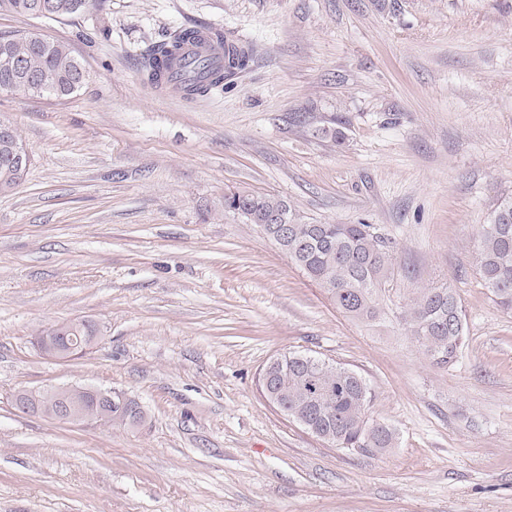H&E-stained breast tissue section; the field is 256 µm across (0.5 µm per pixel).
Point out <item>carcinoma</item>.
I'll return each mask as SVG.
<instances>
[{
	"instance_id": "cac0c4a2",
	"label": "carcinoma",
	"mask_w": 512,
	"mask_h": 512,
	"mask_svg": "<svg viewBox=\"0 0 512 512\" xmlns=\"http://www.w3.org/2000/svg\"><path fill=\"white\" fill-rule=\"evenodd\" d=\"M35 0H0V13L32 14ZM60 18H72L86 9H102L105 0H56ZM197 29H186L173 40L152 47L143 69L152 82H161L185 60L184 46ZM252 49L234 44L221 65L201 60L200 76L182 90L189 96L224 88V82L245 70ZM20 60L38 79L33 95L66 97L74 93L72 81L83 69L69 47L51 42L36 50L21 34L0 35V91L8 90L5 63ZM249 207L255 223L268 213H279L291 225L288 243L281 248L294 265L321 288L336 308L354 321H372L380 314V292L393 274L396 244L372 224H308L299 220L288 201L276 196L235 191L224 196V207ZM477 273L493 302L512 311V196L502 198L488 221L480 225L474 250ZM406 330L437 364L455 363L466 342L465 316L455 292L448 287L424 288L407 303L402 315ZM276 396L294 413L308 420L314 435L338 448H358L372 455L394 447L395 431L385 423L366 421L372 391L358 373L319 357L292 352L276 360Z\"/></svg>"
}]
</instances>
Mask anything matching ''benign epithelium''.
I'll list each match as a JSON object with an SVG mask.
<instances>
[{"label":"benign epithelium","mask_w":512,"mask_h":512,"mask_svg":"<svg viewBox=\"0 0 512 512\" xmlns=\"http://www.w3.org/2000/svg\"><path fill=\"white\" fill-rule=\"evenodd\" d=\"M11 155L24 175L30 164L31 154L26 145L15 141ZM103 338L98 323L90 319H73L51 324L41 330L34 339L37 350L45 357L68 361ZM129 402L132 397L119 391L102 390L89 386L62 385L36 389H21L14 395V405L24 413L39 415L58 422L84 425L97 423L112 425V402L115 399Z\"/></svg>","instance_id":"benign-epithelium-1"}]
</instances>
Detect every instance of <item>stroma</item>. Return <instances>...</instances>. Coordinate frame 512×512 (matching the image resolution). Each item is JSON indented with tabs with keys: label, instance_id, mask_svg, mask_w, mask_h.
<instances>
[{
	"label": "stroma",
	"instance_id": "1",
	"mask_svg": "<svg viewBox=\"0 0 512 512\" xmlns=\"http://www.w3.org/2000/svg\"><path fill=\"white\" fill-rule=\"evenodd\" d=\"M213 27L250 66L203 96L151 83L148 48ZM67 44L74 94L0 92L31 153L0 194V512H512V312L472 264L512 195V0H108L72 19L0 13ZM343 121V143L319 136ZM284 198L315 224L397 245L383 313L356 322L224 195ZM453 288L450 367L406 332V301ZM89 317L67 362L31 339ZM358 372L388 453L339 448L264 396L272 360ZM137 398L138 430L19 411L24 388Z\"/></svg>",
	"mask_w": 512,
	"mask_h": 512
}]
</instances>
